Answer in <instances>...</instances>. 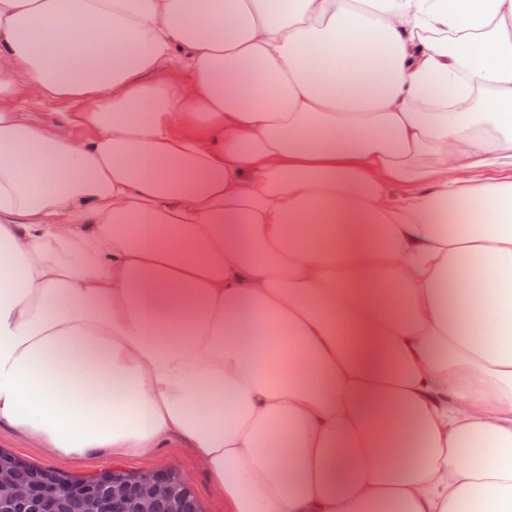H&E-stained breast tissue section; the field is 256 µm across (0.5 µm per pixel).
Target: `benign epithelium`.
Masks as SVG:
<instances>
[{"label": "benign epithelium", "instance_id": "1", "mask_svg": "<svg viewBox=\"0 0 512 512\" xmlns=\"http://www.w3.org/2000/svg\"><path fill=\"white\" fill-rule=\"evenodd\" d=\"M173 468L146 473V478L133 487L123 481H109L100 487L83 484L75 488L87 499L86 512H110L114 499H126L136 512H144L146 503L164 496L168 500L167 512H181L179 485L175 484ZM58 493L57 485L44 486L39 499H34L31 488L18 476L16 465L9 460L0 461V512H22L32 502L39 504L38 512H53Z\"/></svg>", "mask_w": 512, "mask_h": 512}]
</instances>
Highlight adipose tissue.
<instances>
[{
  "label": "adipose tissue",
  "mask_w": 512,
  "mask_h": 512,
  "mask_svg": "<svg viewBox=\"0 0 512 512\" xmlns=\"http://www.w3.org/2000/svg\"><path fill=\"white\" fill-rule=\"evenodd\" d=\"M3 424L512 512V0H0Z\"/></svg>",
  "instance_id": "adipose-tissue-1"
}]
</instances>
